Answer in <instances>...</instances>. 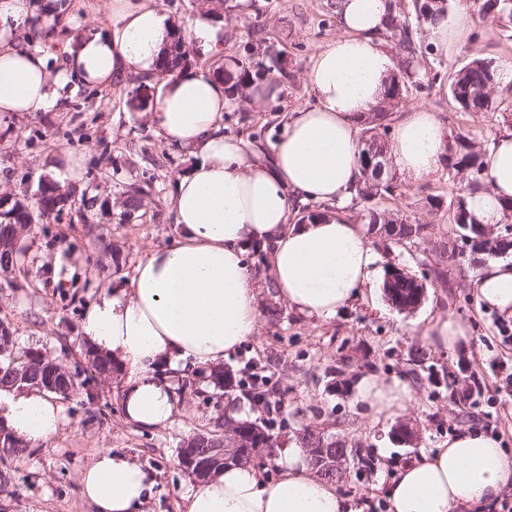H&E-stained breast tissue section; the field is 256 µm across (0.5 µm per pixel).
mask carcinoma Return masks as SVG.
<instances>
[{
	"instance_id": "obj_1",
	"label": "carcinoma",
	"mask_w": 512,
	"mask_h": 512,
	"mask_svg": "<svg viewBox=\"0 0 512 512\" xmlns=\"http://www.w3.org/2000/svg\"><path fill=\"white\" fill-rule=\"evenodd\" d=\"M412 7L417 24H430L444 15L449 8L448 0H440V4H428L426 0H413ZM475 12L481 16H491L497 19L504 28L505 33L512 32V0H474ZM407 16L390 6L388 18V30L393 33L408 34L406 25ZM195 63L191 54L190 45L186 41L183 32H175L168 51L162 57L158 65V71L163 75L182 72ZM284 52L271 46L263 49V61L256 64L238 63L233 70H225L218 66L214 69L216 74L224 77L231 83V87L239 90L246 88L258 81H266L273 75L285 76ZM448 95L451 100L464 112H477L494 108L497 99L494 92L501 90L512 96V85L500 86L497 80V68L493 61L487 58H474L448 76ZM409 91L408 82L393 77L386 84L382 105L364 123L362 131V144L360 165L361 174L358 178L354 193L351 196L352 205L366 204L361 217L367 224L385 230L384 236L394 243L403 241L428 243L431 251L440 257L445 255L455 256L457 238L469 237L475 241L479 251L486 257H504L512 253V234L507 232L497 235L488 242L483 240L485 229L474 224L467 210L466 195L459 193L443 204V200L435 195L428 196L429 205L439 211L444 210L441 218L448 224V244H436L431 241L429 225L400 214L396 210H380L374 205V201L380 199H395L403 195L400 186L392 177L378 180L367 173V154L387 155L390 137L391 110ZM487 170V155L477 149L474 142L458 135L448 144V178L456 179L458 175L466 173L471 177L470 190L479 188L480 182L485 178ZM69 198V194L61 191L60 186L46 181L38 190V198L32 204L15 200L4 211V217H0V226L7 228L13 224H31L34 222V214L48 215L55 208ZM142 205L141 191L134 190L126 195L120 217L132 215ZM0 267H10L20 273L25 272L23 258L11 250L0 252ZM423 284L417 283V279L398 267H392L386 272L384 290L389 300L401 309H409L418 304L419 288ZM14 333L10 326L0 325V389L9 390L13 387L35 386L43 387L42 376L44 371L56 362L49 359L39 349L30 348L23 355H13ZM91 376L94 378H110L117 372L112 360L92 349L85 353ZM240 395L254 406L263 410L265 417L260 420H224L217 418L213 429L197 433L188 437L183 444L190 448H198L211 452L221 447L224 443V427L234 426L235 432L240 438L239 448H255L275 437L277 424L283 421L285 410V393L277 387L269 384L266 376L254 372L245 380L237 383ZM295 444L300 448H342L348 449L349 459L359 464V470H374L375 463L371 458L359 456V451L347 444L341 445L328 441L323 432L310 425L304 426L295 436ZM28 453V444L4 432L0 437V459H21Z\"/></svg>"
}]
</instances>
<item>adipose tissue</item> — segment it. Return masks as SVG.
<instances>
[{"label": "adipose tissue", "mask_w": 512, "mask_h": 512, "mask_svg": "<svg viewBox=\"0 0 512 512\" xmlns=\"http://www.w3.org/2000/svg\"><path fill=\"white\" fill-rule=\"evenodd\" d=\"M59 7L50 0H0V131L19 115L55 109L65 92L111 86L124 75L153 76L176 27L155 0H108L103 30H86L48 57L27 41L38 28L53 42ZM473 0H454L429 38L452 53L470 38ZM389 0H337L341 33L313 58L308 98L288 113L272 151L225 134L235 103L224 79L185 70L162 77L149 115L168 143L194 159L171 197L175 235L149 250L133 276L88 304L82 331L93 350L126 370L119 397L128 422L171 423L187 367L214 368L254 336L262 317L247 251L262 245L279 297L296 314L328 321L339 308L373 302L381 255L367 225L331 212L290 221L299 202L344 203L360 173L361 131L397 69L384 37ZM448 151L438 114L423 104L400 113L390 130L395 171L411 182L432 175ZM487 189L467 197L475 223L502 219L512 197V131L488 155ZM479 306L512 320V260L485 266L472 282ZM413 393L405 379L364 375L353 399L371 420L402 411ZM0 421L18 439L39 445L64 423L62 406L35 388L0 391ZM280 473L231 465L190 482L183 512H357L353 500L313 472L302 448L278 452ZM96 512H143L151 471L130 456L101 449L81 479ZM512 488V457L499 439L474 429L391 475L389 512H454L497 499Z\"/></svg>", "instance_id": "1"}]
</instances>
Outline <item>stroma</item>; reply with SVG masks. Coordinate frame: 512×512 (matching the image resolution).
Masks as SVG:
<instances>
[{
  "label": "stroma",
  "instance_id": "stroma-1",
  "mask_svg": "<svg viewBox=\"0 0 512 512\" xmlns=\"http://www.w3.org/2000/svg\"><path fill=\"white\" fill-rule=\"evenodd\" d=\"M158 2L180 27L202 8L219 12L224 49L199 56L201 67L247 59V44L259 38L285 51L291 78L284 83L279 106L264 110L250 101L245 104L253 131L270 144L286 111L308 96L304 76L312 57L339 31L335 0H245L231 11L224 0ZM67 3L57 22L63 38L101 28L104 0ZM472 38L452 57L430 55L428 30L416 25L412 40L418 54L411 58L400 35L386 36L398 61L412 59L414 69L426 77L436 71L448 76L475 55L494 61L512 55V40L492 17H473ZM140 91L153 96L157 88L127 76L98 90L95 99L80 92L61 99L52 111L22 115L9 135L0 134V194L34 195L38 183L49 176L48 156L66 149L83 158L76 192L97 200L89 210L67 202L32 224L23 238L27 274L0 276V321L14 332L15 352L41 349L74 380L73 391L60 400L66 422L59 432L23 459L5 462L12 483L0 494V512H93L82 494L81 476L103 448L129 454L154 471L156 483L146 512H178L180 495L191 478L178 463L180 442L212 429L218 416L257 417L248 403L236 400L235 390L218 385L205 369L180 397L170 424L144 429L125 420L121 375L109 380L90 377L81 328L85 306L100 290L130 278L148 248L172 239L170 198L176 179L193 162L183 150L166 144L147 112L136 107L133 96ZM402 102L427 104L449 135H470L485 151L498 133L512 130V114L499 108L462 111L439 85L407 95ZM464 184L461 177L449 181L446 168H438L427 179L404 183L405 196L396 207L429 225L432 239L446 238L448 227L427 197L451 195ZM135 187L145 190L142 206L134 217L120 221L124 194ZM444 267L447 287L425 279L424 298L414 309H399L388 300L379 310L356 302L325 322L299 316L261 289L265 313L257 333L223 364L238 376L245 366L260 362L272 383L287 390L286 427L279 434V447L290 445L296 429L310 424L376 460L373 472L360 475L351 467L337 484L358 512H387L384 493L392 471L462 432L483 430L512 455V321L478 307L470 283L479 266L455 257L445 260ZM425 313L449 315L469 325L468 345L432 349L425 362L411 361V351L422 344L420 317ZM343 356L352 364L340 373L336 364ZM368 373L412 382L413 399L396 421L369 423L354 404L355 383ZM445 374L453 382V393L433 394L432 378ZM90 391L97 396L92 404L86 399ZM399 423L414 429L413 441L403 443L394 436Z\"/></svg>",
  "mask_w": 512,
  "mask_h": 512
}]
</instances>
